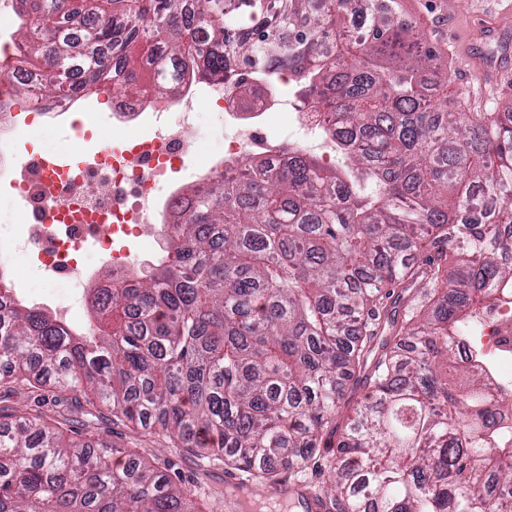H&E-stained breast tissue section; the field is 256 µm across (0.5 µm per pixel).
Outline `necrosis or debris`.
<instances>
[{
	"label": "necrosis or debris",
	"instance_id": "1",
	"mask_svg": "<svg viewBox=\"0 0 512 512\" xmlns=\"http://www.w3.org/2000/svg\"><path fill=\"white\" fill-rule=\"evenodd\" d=\"M202 101L220 117L223 145L198 166L194 160L202 141L192 129ZM272 112L284 115L288 131L307 132V151L335 161L331 138L288 94L261 100L246 117L220 82L186 95L171 112H151L142 100L111 96L108 119L116 133L111 150H98L82 163L65 154L53 156L49 175L37 163L20 162L24 133L15 123H1L0 182L10 187L20 221L0 226V293L13 301L26 294L11 260L12 250L23 247L52 280L69 281L92 251L109 269L108 285L131 283L148 257L133 252L128 240L140 238L148 227L165 230L171 204L184 197L186 184H211L223 175L225 163L256 151L279 157L280 144L266 130ZM475 323L456 351L464 360L481 356L494 395L511 398L512 290L495 291Z\"/></svg>",
	"mask_w": 512,
	"mask_h": 512
}]
</instances>
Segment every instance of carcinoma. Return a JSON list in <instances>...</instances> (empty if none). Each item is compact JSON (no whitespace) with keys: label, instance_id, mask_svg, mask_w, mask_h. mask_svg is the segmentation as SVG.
<instances>
[{"label":"carcinoma","instance_id":"obj_1","mask_svg":"<svg viewBox=\"0 0 512 512\" xmlns=\"http://www.w3.org/2000/svg\"><path fill=\"white\" fill-rule=\"evenodd\" d=\"M11 66L48 98L137 85L156 101L224 80L247 113L289 73L336 163L294 147L225 164L224 188L174 203L170 244L126 288L97 290L77 334L0 304V384L46 387L273 487L323 463L335 512H512V401L455 346L512 288V112L448 111V52L401 0H110L81 34L64 0H16ZM362 10L363 29L350 15ZM415 290L407 315L384 300ZM352 380L368 401L338 421ZM0 421V512H209L170 460ZM336 447L320 455L324 440Z\"/></svg>","mask_w":512,"mask_h":512}]
</instances>
